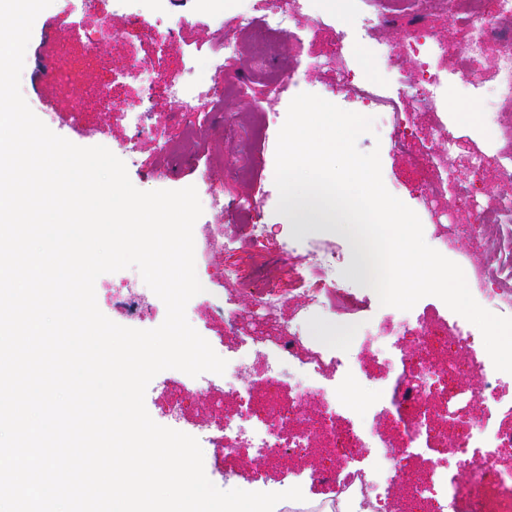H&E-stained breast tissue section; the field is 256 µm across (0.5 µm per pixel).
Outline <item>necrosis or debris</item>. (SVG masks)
Here are the masks:
<instances>
[{"instance_id": "obj_1", "label": "necrosis or debris", "mask_w": 512, "mask_h": 512, "mask_svg": "<svg viewBox=\"0 0 512 512\" xmlns=\"http://www.w3.org/2000/svg\"><path fill=\"white\" fill-rule=\"evenodd\" d=\"M466 16L447 12L449 25L463 26L468 39L463 47L465 88L476 93L493 87L498 98L512 100V35H497L487 24L488 17H512V0H473ZM498 39L499 54L494 72L475 69L491 39ZM408 51L421 60L429 74L431 98H438L443 79L440 61L443 46L434 41L427 27L412 31ZM512 214V199H502L496 208L482 212L477 223L463 225L461 235L495 236L502 245L498 257L501 273L512 275V229L503 219ZM266 227L247 225L242 239L231 240L220 224H205L195 242L197 277L201 284L210 278L203 271L205 260L232 249L252 252L264 248ZM343 255L336 245L311 244L303 265L292 273L300 287L295 294L302 304L300 317L283 321L278 317L282 300L279 287L271 280H258L254 272L237 265L224 267L221 279L229 293L246 296L248 309L232 310L230 324L258 321L271 326V333L252 337V344L267 346L259 366L247 358L229 361L219 379L203 378L202 387L216 391L231 401L234 412L223 403L205 408L203 426L209 427V441L223 449L228 462L239 461L243 453L262 460L282 461L290 453H306L321 448L336 454L340 471L336 479L337 498L349 502H371L375 512H395L402 496L418 503L421 512H512V467L495 468L494 462L512 450V428L489 427L487 418L500 404L499 384L512 374L495 369L491 358L464 361L472 339L471 324L458 314L436 312L417 315L402 312L396 327L378 338L354 336L355 356L380 355L394 377L391 388H378L372 400V425L337 428L336 419L345 407L338 387L329 383L342 360L334 352L313 347L303 336L300 319L321 310L345 317L359 312L363 300L336 279ZM295 365L300 376L287 398L269 397L258 401L257 387L279 388L287 365ZM470 375L474 389L457 383L459 375ZM396 425V442L382 439L380 428ZM456 438L453 465H435L422 481L406 484L409 460L433 453Z\"/></svg>"}]
</instances>
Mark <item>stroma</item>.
Masks as SVG:
<instances>
[{
	"label": "stroma",
	"mask_w": 512,
	"mask_h": 512,
	"mask_svg": "<svg viewBox=\"0 0 512 512\" xmlns=\"http://www.w3.org/2000/svg\"><path fill=\"white\" fill-rule=\"evenodd\" d=\"M224 28L216 30L209 17L199 12L196 0H96L94 11H86L81 0H53L36 18L25 53L21 92L34 114L55 134L88 147L91 138L84 129L100 127L99 140L126 165L131 183L139 190H178L201 186L204 180L223 183L220 205L204 204L200 223H221L227 236L240 231L237 198L253 196L262 205L251 221L267 227L265 255L270 262L265 272H279L288 279L290 267L304 263L311 241L339 245L344 262L336 272L345 286L361 290L365 302L357 318L347 321L329 313L311 317L303 326L306 336L318 347H326L328 334L344 328L359 333L370 328L381 334L391 312L381 305L377 293L365 287L354 269L358 259L348 241L332 227L321 223L295 224L277 213L278 190L274 183L278 126H271L265 142H255L251 130L263 119L264 111L286 115L291 100L299 93L318 95L342 109L373 117L374 131L361 135L360 151L379 149L382 179L387 190L419 216L425 239H432L438 225L448 228V257L459 266L490 270L486 286L498 293L512 294V277L496 273L495 241L474 236L466 245L458 243L460 225L471 224L475 214L494 208L502 196L512 194V182L501 175V164L512 158V139L501 135V125L512 123V102L493 93L471 95L460 82L450 83L435 105L419 103L416 92L425 91L417 57L404 55L409 27L423 21L434 39L446 48L443 64L459 70L461 48L467 39L462 27L449 26L446 9H468V0H402L399 16L390 23L365 27V13L387 14L391 0H345L343 12L333 11L327 0H304L302 7L290 9L276 36L279 54L256 57L250 38L240 33L241 13L279 9L281 0H223ZM109 19L118 37L104 41L96 62L84 73L79 84L60 81L73 59L90 50L92 38L100 33L101 19ZM235 39L238 54L224 71L211 70L208 59L215 44L223 38ZM340 44V63L351 79L374 77L391 97L399 112L407 113L405 143H398L391 117L372 104L346 93L334 91L336 72L322 66L326 49ZM150 65L156 76L170 83H184L198 77L220 87L225 77L240 80L244 95L225 99L222 104L198 103L196 111L184 109L183 101L161 91L149 90L142 67ZM272 71L285 74L280 93L266 97L264 77ZM110 84V103L102 105L100 88ZM431 158L447 157L448 191L433 200L412 167L415 154ZM469 191L475 209H458L457 191ZM125 271L106 273L95 282L96 300L101 312L113 322L148 330L162 324L166 308L159 297H152V308L143 315L121 319L112 306V289L121 285ZM207 301L191 299L186 316L192 327L220 355L244 348V330L226 329L225 312L246 305L243 296H232L219 281H212ZM345 413L352 422L369 415L373 382H389L379 360L364 357L361 372H338ZM175 397L186 398L190 412L181 432L198 439L203 451L208 479L223 490L239 488L251 492H283L291 487L287 463L275 466L250 460L226 470L224 451L212 447L207 431L197 424V411L208 404L212 394L197 389L193 378L168 369L151 380L145 394V407L151 418L167 425L164 410Z\"/></svg>",
	"instance_id": "1"
}]
</instances>
